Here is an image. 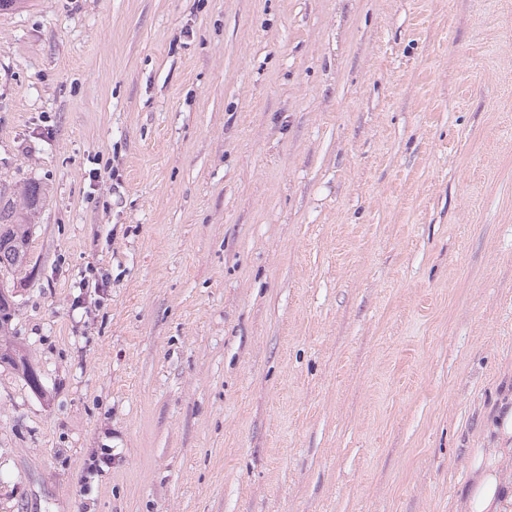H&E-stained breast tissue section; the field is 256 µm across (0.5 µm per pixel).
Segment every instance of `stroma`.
I'll return each instance as SVG.
<instances>
[{"mask_svg": "<svg viewBox=\"0 0 512 512\" xmlns=\"http://www.w3.org/2000/svg\"><path fill=\"white\" fill-rule=\"evenodd\" d=\"M28 181L0 512H458L512 387V0H27ZM2 364L8 365L14 370L21 371L22 376L27 380L28 385L36 392L41 391L40 375L35 371L33 366L28 362V359L20 354V350L2 348L0 343V366Z\"/></svg>", "mask_w": 512, "mask_h": 512, "instance_id": "35a3bbf8", "label": "stroma"}]
</instances>
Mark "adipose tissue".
Listing matches in <instances>:
<instances>
[{"instance_id":"adipose-tissue-1","label":"adipose tissue","mask_w":512,"mask_h":512,"mask_svg":"<svg viewBox=\"0 0 512 512\" xmlns=\"http://www.w3.org/2000/svg\"><path fill=\"white\" fill-rule=\"evenodd\" d=\"M494 430L497 446L473 449L469 456L462 512H512V404L502 403Z\"/></svg>"}]
</instances>
